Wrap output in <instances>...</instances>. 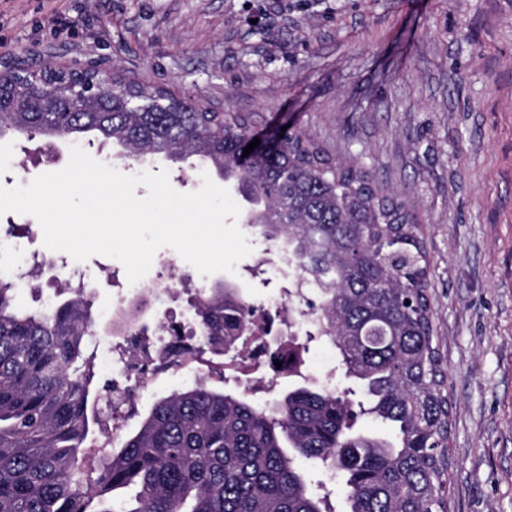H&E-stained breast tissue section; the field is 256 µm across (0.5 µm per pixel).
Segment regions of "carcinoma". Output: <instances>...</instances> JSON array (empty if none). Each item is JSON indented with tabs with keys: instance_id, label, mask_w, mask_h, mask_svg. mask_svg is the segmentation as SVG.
<instances>
[{
	"instance_id": "obj_1",
	"label": "carcinoma",
	"mask_w": 512,
	"mask_h": 512,
	"mask_svg": "<svg viewBox=\"0 0 512 512\" xmlns=\"http://www.w3.org/2000/svg\"><path fill=\"white\" fill-rule=\"evenodd\" d=\"M92 96L66 112L81 85L41 73L0 74V136L81 141L94 136L137 162L190 158L238 181L257 208L247 223L282 241L291 274L312 299L317 335L336 350L349 385H298L273 410L203 382L156 401L119 449L98 443L100 384L94 302L83 285H56L50 309L19 303L23 284L0 276V512H337L301 463L341 472L345 512H449L448 438L453 406L430 295L432 262L406 200L369 171L343 165L303 134L286 131L243 156L254 133L240 112H214L169 90L87 71ZM151 294L121 312L120 335L148 356L141 319ZM410 304H405V301ZM191 345L233 361L250 336V298L230 281L188 301ZM306 347L264 348L272 370L297 375ZM282 363L276 367L274 361ZM365 415L388 435L355 429Z\"/></svg>"
}]
</instances>
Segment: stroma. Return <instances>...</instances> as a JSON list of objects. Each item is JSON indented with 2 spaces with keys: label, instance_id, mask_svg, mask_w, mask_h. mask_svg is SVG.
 <instances>
[{
  "label": "stroma",
  "instance_id": "obj_1",
  "mask_svg": "<svg viewBox=\"0 0 512 512\" xmlns=\"http://www.w3.org/2000/svg\"><path fill=\"white\" fill-rule=\"evenodd\" d=\"M94 64L243 113L260 136L290 126L406 198L433 265L448 367L450 510L512 512V0H0V72ZM56 152L50 163L25 136L0 137V187L62 169L70 147ZM0 230L38 253L46 298L63 270H86L99 317L90 347L117 344L112 303L134 297L118 260L48 249L30 215H1ZM244 234L253 253L234 282L254 303L282 308L281 277L253 269L271 242ZM173 254L156 253L146 282L222 281ZM307 347L299 379L225 357L155 367L121 431L201 376L268 407L299 381L331 380L332 346Z\"/></svg>",
  "mask_w": 512,
  "mask_h": 512
}]
</instances>
